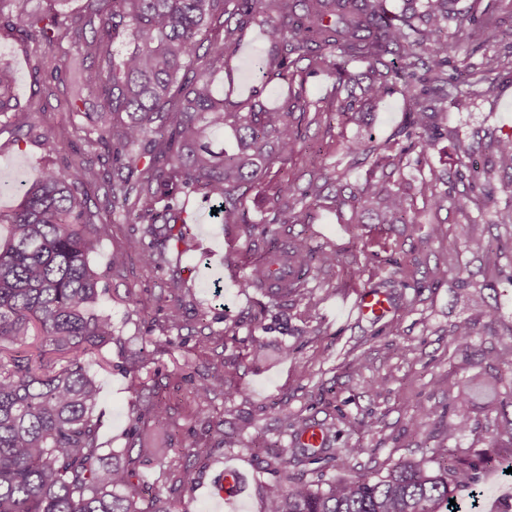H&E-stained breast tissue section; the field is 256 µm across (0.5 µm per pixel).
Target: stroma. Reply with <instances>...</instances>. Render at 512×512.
Wrapping results in <instances>:
<instances>
[{"label":"stroma","mask_w":512,"mask_h":512,"mask_svg":"<svg viewBox=\"0 0 512 512\" xmlns=\"http://www.w3.org/2000/svg\"><path fill=\"white\" fill-rule=\"evenodd\" d=\"M499 21L496 40L469 38L467 30L450 27L454 45L448 55L449 89H456L468 72L485 62L494 69L483 83V96L449 107L448 126L472 147L469 165L490 184L491 198L459 213L456 198L468 191L452 180L441 207L431 203L430 190L421 181L429 170L449 174L460 167L456 139H444L415 154L396 171L392 183L408 187L413 200V223L353 224L350 213L329 207L311 209L302 224L288 233L306 238L313 247L335 248L345 261L333 268L312 269L303 296L265 311L260 290L242 289L226 255L247 258L265 252L263 242L240 232L237 225L213 218L199 196L183 205L190 228L188 244L179 245L175 276L186 285L189 313L181 328L168 330L162 295L164 280L145 267L133 239L142 234L134 218L113 225L94 255V268L103 274L108 292L100 306L110 314L124 347H113L112 366L98 370L100 408L104 414L100 440L115 453L132 460L134 483L140 495L159 494L175 512H264L263 486L271 474L262 472L257 457L264 447L289 455L294 436L303 425L328 431L331 447H361L360 456L345 466L327 469L289 460V476L314 481L360 474L383 475L408 456L430 455L450 443L448 424L459 411L456 395L463 379L495 376L502 404L512 403V369L486 360L490 351L512 349V218L504 211L512 201V172L489 162L491 141L512 135V0H485ZM265 43L258 29H248L242 49L231 60L227 75L214 83L217 94L231 93V83L244 80L259 85L255 60ZM0 62L15 73L14 98L35 109L33 129L16 130L0 122V180L17 185L48 163L83 158V134L63 108L78 84L89 83L102 70L101 60L76 49L39 47L27 41L17 23L0 24ZM58 76H51V69ZM408 103L401 94L386 96L365 107L358 121L334 120L324 127L310 120L299 126L302 150L278 164L279 178L304 186L322 166L346 165L344 147L363 136L380 144L392 143L407 120ZM56 150H49L46 138ZM438 224L441 239H427L430 224ZM480 237L484 252L468 245ZM458 248L445 255L442 238ZM124 256L121 266L109 265L112 254ZM447 264L448 276L435 277L438 264ZM363 273H356V265ZM422 289H412V282ZM379 288L392 310L379 322L355 321L348 306L357 292ZM472 328L468 345L459 344L454 326ZM135 336L146 338L154 361L140 373L128 365ZM261 350H254V343ZM291 350L283 358V350ZM204 376H216L224 385L200 417L194 386ZM384 381L373 391L371 382ZM154 388L166 403V423L139 418V385ZM437 408L433 421L411 427L416 411ZM470 429L455 443L461 455L476 451L512 455V436L499 433L496 420L476 401L469 405ZM222 425L232 444L212 449L209 456L194 455L207 443L209 428ZM248 432H241V425ZM237 469L245 491L225 502L212 489L224 468Z\"/></svg>","instance_id":"obj_1"}]
</instances>
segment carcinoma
I'll return each instance as SVG.
<instances>
[{
    "label": "carcinoma",
    "mask_w": 512,
    "mask_h": 512,
    "mask_svg": "<svg viewBox=\"0 0 512 512\" xmlns=\"http://www.w3.org/2000/svg\"><path fill=\"white\" fill-rule=\"evenodd\" d=\"M48 8L30 13L20 32L29 41L53 48L64 42H84L90 54L108 52L115 39L125 51L112 56L109 68L89 95L99 111L85 112L82 93L66 111L79 119L89 150L112 149L115 175L104 181L109 208L92 215L84 206L98 173L82 158L62 167L46 164L21 185L20 206L0 211V223L10 236L0 244V512H173L156 495L149 500L133 488V471L112 458L104 466L99 440L100 387L93 365L112 347L124 343L112 317L98 309L103 295L101 275L90 257L112 225L135 214L143 234L132 242L142 261L167 274L178 260L171 243L187 240L181 222L182 199L199 194L212 202L226 224L268 243L267 251L288 257L307 272L313 263L334 267L343 254L314 249L303 238L247 222L241 202L247 190L269 177L275 163L300 152L295 112L323 114L318 103L289 89L271 107L264 98L272 82L290 85L298 63L336 77V116L356 118L355 107L403 92L409 99L408 121L395 134L397 149L368 140L345 146L349 164L373 158L363 185L353 191L347 173L325 169L304 189L283 184V198L302 209L323 199L333 188L332 207L349 206L355 223L409 224L410 194L390 184L388 167L410 162L448 137V22L457 19L453 0H405L391 15L386 0H81L77 14L64 10L68 0H47ZM473 7L459 26L477 21L472 33L485 40L498 36V23ZM261 28L266 54L258 63L262 83L245 99L216 94L214 82L224 63L238 51L242 32ZM92 40H86V31ZM390 55L392 59L385 61ZM366 62L364 79L347 71L351 62ZM15 76L0 65V117L22 129L33 124L31 110L15 101ZM231 134V149L215 140ZM500 167L512 170V137L495 147ZM381 176H376V172ZM274 275L271 267H253L242 288H260ZM167 321L180 326L184 307L181 281L166 282ZM154 351L142 342L129 369L148 365ZM221 387L215 377H203L195 387L200 410ZM492 403L496 383L471 378L463 383L458 403L465 408L473 396ZM144 406L153 419L166 418L167 407L147 387ZM470 427V417L456 415L448 424V442ZM295 435L300 462H324L356 457L363 449L308 448ZM495 457L478 453L468 458L451 448L406 459L376 479L353 476L290 484L276 479L265 487L264 512H453L458 478L492 468ZM261 469L277 474L284 465L274 448L265 449Z\"/></svg>",
    "instance_id": "1"
}]
</instances>
